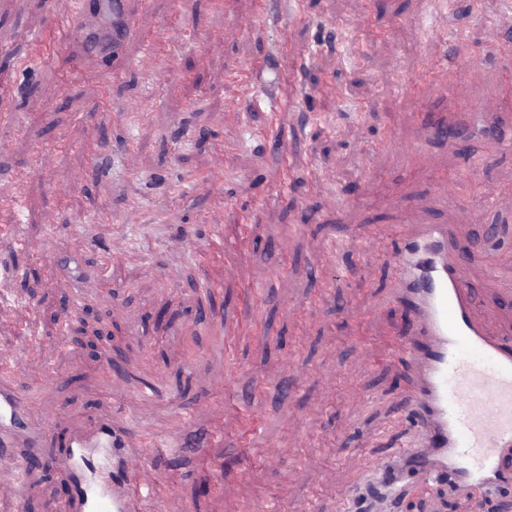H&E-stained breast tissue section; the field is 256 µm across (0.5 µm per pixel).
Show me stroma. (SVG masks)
Instances as JSON below:
<instances>
[{
    "instance_id": "1",
    "label": "stroma",
    "mask_w": 512,
    "mask_h": 512,
    "mask_svg": "<svg viewBox=\"0 0 512 512\" xmlns=\"http://www.w3.org/2000/svg\"><path fill=\"white\" fill-rule=\"evenodd\" d=\"M259 2L126 0L131 20L189 34L154 63L99 15L44 51L36 36L74 0H0V173L26 170L20 206L0 210V369L50 423L40 467L0 471V512H49L67 484L48 459L107 416L134 425L142 467L175 484L163 512H245L260 497L343 512L345 490L370 512L359 482L407 432L382 229L458 225L497 260L462 263L475 311L512 334V151L474 137L404 150L453 102L455 72L422 79L448 40L484 68L470 101L512 134L494 67L512 0H288L280 22ZM102 158L110 170L94 173ZM15 234L26 247L5 245ZM217 234L232 254L204 256ZM91 279L111 299L70 313ZM208 286L221 316L199 312ZM109 328L113 372L75 340ZM146 385L157 394L143 400ZM159 435L186 452L150 450ZM392 512H512V495L465 498L412 474Z\"/></svg>"
}]
</instances>
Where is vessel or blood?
<instances>
[{
	"label": "vessel or blood",
	"instance_id": "obj_1",
	"mask_svg": "<svg viewBox=\"0 0 512 512\" xmlns=\"http://www.w3.org/2000/svg\"><path fill=\"white\" fill-rule=\"evenodd\" d=\"M82 24L78 8L53 18L51 28L63 44ZM185 37L178 27L142 36L141 53L160 58L166 43ZM495 129L492 116L462 93L455 115L433 120L425 135L443 142ZM382 257L391 297L410 314L409 332L395 351L413 406L408 441L376 458L372 481L380 491L372 512H390L395 480L409 472L484 500L512 493V339L490 333L476 317L474 293L458 272L464 255L454 226L424 225L416 237L385 246ZM48 432L28 396L0 381V465L17 468L12 448L38 447ZM128 438V430L108 421L93 436L72 438L55 462L71 492L51 512H161L175 486L134 465Z\"/></svg>",
	"mask_w": 512,
	"mask_h": 512
}]
</instances>
